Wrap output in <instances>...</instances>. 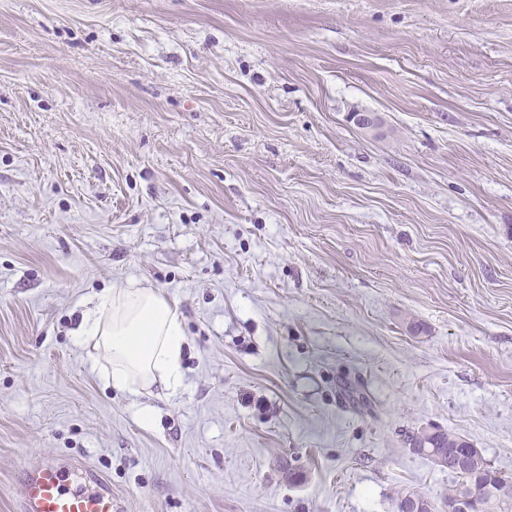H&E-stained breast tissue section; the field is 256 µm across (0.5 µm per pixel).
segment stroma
<instances>
[{"instance_id": "stroma-1", "label": "stroma", "mask_w": 512, "mask_h": 512, "mask_svg": "<svg viewBox=\"0 0 512 512\" xmlns=\"http://www.w3.org/2000/svg\"><path fill=\"white\" fill-rule=\"evenodd\" d=\"M115 282L179 392L93 370ZM429 427L512 477V0H0V512L44 457L124 512L438 506ZM108 386L139 394L154 383L176 393L183 385L185 333L177 308L155 288L113 284L97 295L77 335Z\"/></svg>"}]
</instances>
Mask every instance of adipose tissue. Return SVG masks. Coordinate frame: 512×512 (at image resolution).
<instances>
[{"instance_id":"1","label":"adipose tissue","mask_w":512,"mask_h":512,"mask_svg":"<svg viewBox=\"0 0 512 512\" xmlns=\"http://www.w3.org/2000/svg\"><path fill=\"white\" fill-rule=\"evenodd\" d=\"M79 337L92 344L99 376L118 391L137 394L158 383L174 393L183 385V322L157 289L113 285L97 295Z\"/></svg>"}]
</instances>
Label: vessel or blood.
I'll return each instance as SVG.
<instances>
[{"mask_svg":"<svg viewBox=\"0 0 512 512\" xmlns=\"http://www.w3.org/2000/svg\"><path fill=\"white\" fill-rule=\"evenodd\" d=\"M70 470L58 460L29 465L22 474L16 512H123L112 483L93 469H85L83 487L68 488Z\"/></svg>","mask_w":512,"mask_h":512,"instance_id":"b4317fda","label":"vessel or blood"}]
</instances>
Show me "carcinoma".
<instances>
[{
	"mask_svg": "<svg viewBox=\"0 0 512 512\" xmlns=\"http://www.w3.org/2000/svg\"><path fill=\"white\" fill-rule=\"evenodd\" d=\"M464 439L450 431H438L437 436L428 437L420 430L406 437V443L415 454L428 452L442 458L440 468L458 478L448 488V496L473 493L483 505V512H512V478H505L493 470L485 458L480 457L469 467L459 469L455 464V451Z\"/></svg>",
	"mask_w": 512,
	"mask_h": 512,
	"instance_id": "carcinoma-1",
	"label": "carcinoma"
}]
</instances>
